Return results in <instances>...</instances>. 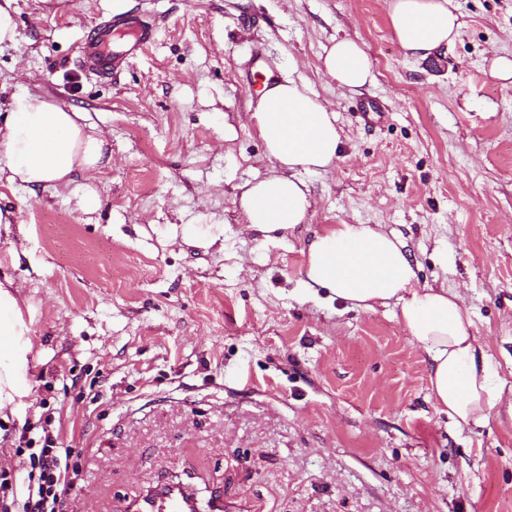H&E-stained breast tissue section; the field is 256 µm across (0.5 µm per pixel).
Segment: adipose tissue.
Listing matches in <instances>:
<instances>
[{
	"instance_id": "obj_1",
	"label": "adipose tissue",
	"mask_w": 512,
	"mask_h": 512,
	"mask_svg": "<svg viewBox=\"0 0 512 512\" xmlns=\"http://www.w3.org/2000/svg\"><path fill=\"white\" fill-rule=\"evenodd\" d=\"M388 14L402 53L416 60L453 44L462 27L449 0H389ZM323 70L352 92L375 80L367 53L347 37L332 38L325 47ZM250 118L274 167L244 184L245 222L262 233L295 228L306 222L313 205L305 174L327 169L338 158L336 114L304 81L288 77L259 97ZM110 160L106 137L83 112L39 94L14 97L9 118L0 124V175L9 185L33 192L70 190L86 211L96 210L100 197L76 177ZM303 285L311 295L327 290L352 309L373 312L395 305L399 323L429 357V390L437 409L459 425L488 420L500 396L472 317L456 293L420 286L398 237L377 224H339L314 235ZM24 303L13 280L0 281V418L30 394L26 374L33 342Z\"/></svg>"
}]
</instances>
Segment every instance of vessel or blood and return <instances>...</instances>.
<instances>
[{"mask_svg":"<svg viewBox=\"0 0 512 512\" xmlns=\"http://www.w3.org/2000/svg\"><path fill=\"white\" fill-rule=\"evenodd\" d=\"M155 17L127 14L101 22L85 35L80 60L84 68L104 78H116L128 61L154 38ZM201 506L189 484L170 482L130 498L125 512H200Z\"/></svg>","mask_w":512,"mask_h":512,"instance_id":"obj_1","label":"vessel or blood"}]
</instances>
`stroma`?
<instances>
[{
    "instance_id": "35a3bbf8",
    "label": "stroma",
    "mask_w": 512,
    "mask_h": 512,
    "mask_svg": "<svg viewBox=\"0 0 512 512\" xmlns=\"http://www.w3.org/2000/svg\"><path fill=\"white\" fill-rule=\"evenodd\" d=\"M0 46V121L13 96L85 112L112 162L101 199L0 184L22 230L0 276L33 307L31 395L0 425V473L24 480L22 432L75 450L66 512H121L169 479L249 512H512V412L457 425L429 396L428 359L395 306L365 312L302 287L314 232L378 224L420 285L472 315L512 399V0H451L447 49L405 57L387 0H15ZM157 14L155 40L105 79L78 63L116 14ZM363 46L372 85L324 75L333 37ZM264 58H253L254 48ZM304 80L336 114L339 158L308 175L304 224L246 230L238 185L272 164L249 119L259 70ZM384 119L367 129L361 104ZM193 226V244L183 241Z\"/></svg>"
}]
</instances>
